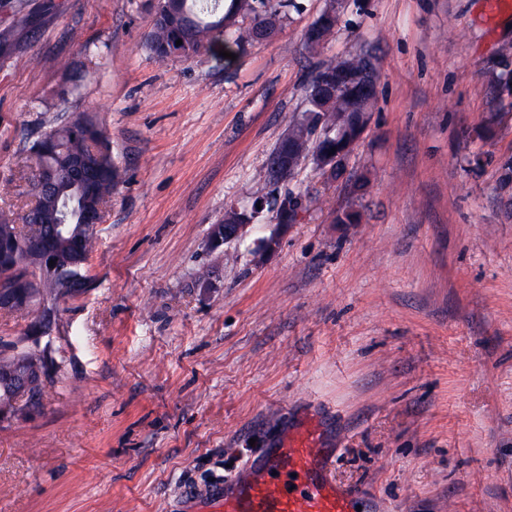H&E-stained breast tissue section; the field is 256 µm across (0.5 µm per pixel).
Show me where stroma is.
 <instances>
[{
  "mask_svg": "<svg viewBox=\"0 0 512 512\" xmlns=\"http://www.w3.org/2000/svg\"><path fill=\"white\" fill-rule=\"evenodd\" d=\"M301 3L228 61L220 36L190 60L150 56L151 0H0V209L33 205L28 143L68 112L94 117L125 173L88 288L0 310V346L49 367L41 402L0 417V512H170L306 420L336 483L385 512H512V216L496 191L512 86L489 74L512 0H362L316 55L303 34L323 0ZM363 44L379 75L347 179L301 164L296 223L263 210L209 250L225 208L269 192L308 74ZM349 207L359 223H335Z\"/></svg>",
  "mask_w": 512,
  "mask_h": 512,
  "instance_id": "obj_1",
  "label": "stroma"
}]
</instances>
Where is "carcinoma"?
<instances>
[{"label":"carcinoma","mask_w":512,"mask_h":512,"mask_svg":"<svg viewBox=\"0 0 512 512\" xmlns=\"http://www.w3.org/2000/svg\"><path fill=\"white\" fill-rule=\"evenodd\" d=\"M347 0H324L317 19L303 34V44L310 53L319 52L333 36ZM300 10L297 0H232V9L221 11L219 0H156L153 28L145 35L142 47L152 56L165 59L178 56L186 60L195 57L204 41L213 33L233 38L242 52L255 41L273 37L287 18L288 9ZM250 18L246 28L236 26L239 14ZM182 44H176V41ZM373 55L361 49L347 56L328 60L311 77L304 88L302 109L293 114L288 128L274 150L284 147L294 161L288 174L272 184L267 207L275 212L280 224L296 223L298 198L278 193L279 186L291 180L296 167L310 160L313 168L325 179L336 181L345 171V162L362 139L369 121L373 102V83L376 81ZM35 158V169L29 183L36 197L33 208L42 223L59 221L64 206L80 207L82 200L90 205L105 203L123 180V173L112 155V142L85 113L73 112L64 122L35 140L29 148ZM94 153L99 175L84 190L64 181L59 193L44 196L39 192L41 172L55 168L66 172L69 161L77 156ZM497 191L506 204L512 203V156L502 159L498 166ZM258 210H241L230 206L224 217L214 225L211 234L225 224H249ZM24 230L10 215L0 211V271L18 276L39 274L36 295L65 297L86 287L82 271L95 245V230L85 229L74 217H69L65 236L48 243V248L33 251L24 245ZM55 261L49 265V261ZM22 365L29 368L46 367L44 353L33 347L12 346L0 351V410H21L17 397L24 393L40 401L45 392L47 375H35L26 390L6 380L4 372Z\"/></svg>","instance_id":"cac0c4a2"}]
</instances>
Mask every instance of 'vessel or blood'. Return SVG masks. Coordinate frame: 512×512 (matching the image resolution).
<instances>
[{
  "mask_svg": "<svg viewBox=\"0 0 512 512\" xmlns=\"http://www.w3.org/2000/svg\"><path fill=\"white\" fill-rule=\"evenodd\" d=\"M370 498L332 479L312 427L284 428L237 474L189 497L184 512H369Z\"/></svg>",
  "mask_w": 512,
  "mask_h": 512,
  "instance_id": "vessel-or-blood-1",
  "label": "vessel or blood"
}]
</instances>
